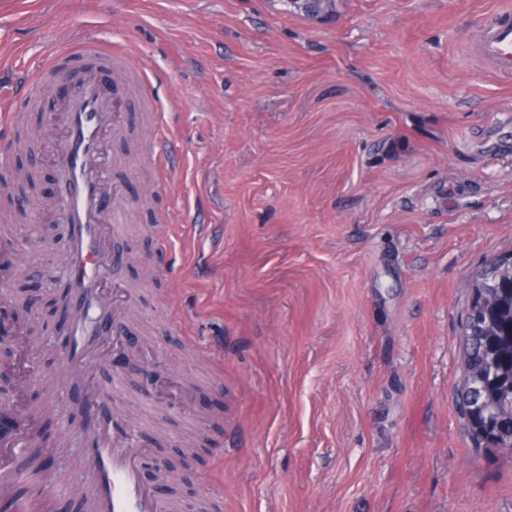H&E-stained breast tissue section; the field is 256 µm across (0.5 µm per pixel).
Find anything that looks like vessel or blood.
<instances>
[{"label":"vessel or blood","mask_w":512,"mask_h":512,"mask_svg":"<svg viewBox=\"0 0 512 512\" xmlns=\"http://www.w3.org/2000/svg\"><path fill=\"white\" fill-rule=\"evenodd\" d=\"M475 53L495 72L512 74V11H498ZM62 60L75 65L76 90L61 104L50 134H39L32 143L50 149L65 185L62 197L39 209L46 215L64 212L69 228L68 292L63 299L67 339L58 348L68 379L64 393L77 419L78 465L89 491L88 507L90 512H179V503L162 493L166 470H159L154 482L142 480L146 451L135 445L121 414L108 407L110 395L96 379L108 354L121 343L119 328L134 295L120 284L123 259L112 248L128 208L120 188L109 181L112 169L129 170L136 164L134 157L112 152L113 139L123 136L130 121L129 77L134 67L129 53H112L103 42L88 39L62 47L53 60L27 74L25 95H32ZM40 418V411L24 406L21 428L0 434L2 501L16 497L24 477L21 462L40 435ZM60 489L56 471L47 470L22 512H56Z\"/></svg>","instance_id":"b4317fda"}]
</instances>
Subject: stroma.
<instances>
[{"label": "stroma", "instance_id": "35a3bbf8", "mask_svg": "<svg viewBox=\"0 0 512 512\" xmlns=\"http://www.w3.org/2000/svg\"><path fill=\"white\" fill-rule=\"evenodd\" d=\"M511 3L336 0L319 22L285 0H0L13 67L64 39L124 46L166 113L171 161L128 179L114 247L143 284L132 345L193 398L157 405L132 371L100 375L136 441L170 459L166 497L207 485L218 512H512V452L474 447L459 392L472 281L512 255V75L473 52ZM8 157L40 175L34 200L8 204L24 211L17 301L64 276L38 211L63 185L37 155ZM55 373L30 391L58 432Z\"/></svg>", "mask_w": 512, "mask_h": 512}]
</instances>
